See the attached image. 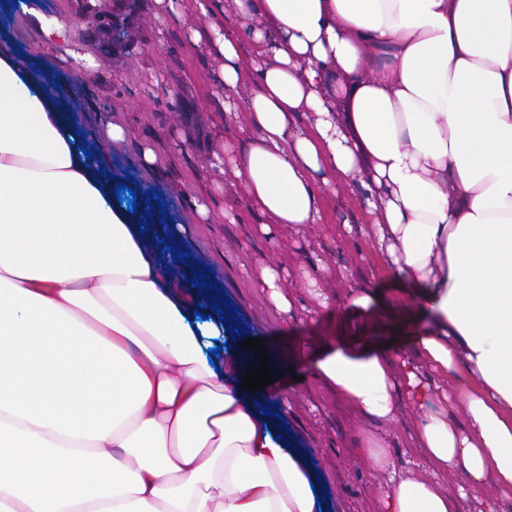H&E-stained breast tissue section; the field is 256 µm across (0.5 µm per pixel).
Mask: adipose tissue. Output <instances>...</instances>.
<instances>
[{"label": "adipose tissue", "instance_id": "ef3b65f1", "mask_svg": "<svg viewBox=\"0 0 512 512\" xmlns=\"http://www.w3.org/2000/svg\"><path fill=\"white\" fill-rule=\"evenodd\" d=\"M246 138L231 161L262 226L318 228L357 182L402 306L361 288L417 362L323 344L312 369L362 418L418 410L427 476L383 512H459L457 471L512 488V0H194ZM173 269L113 199L39 80L0 53V512H324L313 477L245 395L253 359L209 362ZM463 388L464 419L438 407Z\"/></svg>", "mask_w": 512, "mask_h": 512}]
</instances>
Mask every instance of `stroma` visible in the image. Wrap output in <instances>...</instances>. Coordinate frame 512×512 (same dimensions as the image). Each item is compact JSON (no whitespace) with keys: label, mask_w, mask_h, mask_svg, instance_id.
Masks as SVG:
<instances>
[{"label":"stroma","mask_w":512,"mask_h":512,"mask_svg":"<svg viewBox=\"0 0 512 512\" xmlns=\"http://www.w3.org/2000/svg\"><path fill=\"white\" fill-rule=\"evenodd\" d=\"M174 12L156 21L154 0H112L111 13L91 16V0H34L44 14L64 23V40L45 47L44 36L15 0H0V51L22 62L51 95L71 79V54L90 53L96 63L87 93L70 101L76 132L98 151L113 185L136 193L133 220L164 256L177 260L175 285L192 295L204 282L211 304L201 316L220 309L241 339L258 338L267 353L281 358L284 375L265 388L264 407L276 432L312 470L325 512H380L388 477L359 464L365 437L384 442L399 476L417 478L425 470L412 441L416 415L406 394H398L400 418L371 423L312 370V341L336 340L360 326H372L369 312L353 309L352 289L381 288L400 300L391 271L374 246L371 227L358 202L355 184L326 195L325 223L303 228L262 229L242 180L224 175L216 190L209 167L213 153L234 131L217 136L215 104L223 99L219 61L199 57L189 37L205 27L193 0H174ZM119 20L125 37L112 39ZM130 130L121 145L110 144L107 123ZM156 163L146 168L143 149ZM204 204L201 217L195 203ZM273 265L290 312L274 307L257 286L261 267ZM288 391L280 407V391Z\"/></svg>","instance_id":"35a3bbf8"}]
</instances>
